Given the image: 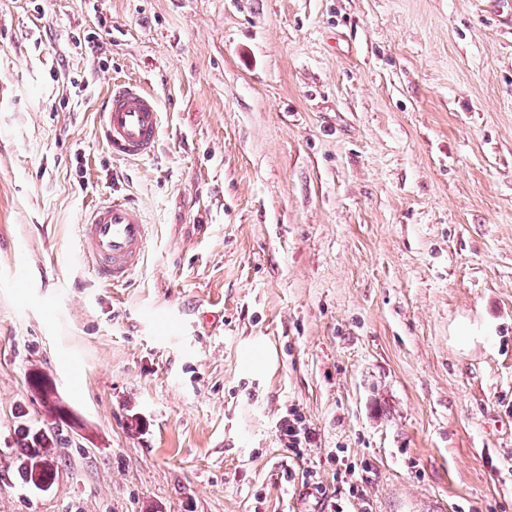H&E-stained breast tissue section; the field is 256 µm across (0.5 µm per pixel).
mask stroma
I'll list each match as a JSON object with an SVG mask.
<instances>
[{
	"label": "stroma",
	"mask_w": 512,
	"mask_h": 512,
	"mask_svg": "<svg viewBox=\"0 0 512 512\" xmlns=\"http://www.w3.org/2000/svg\"><path fill=\"white\" fill-rule=\"evenodd\" d=\"M511 9L0 0V512H512ZM116 82L151 160L99 136ZM115 195L152 230L123 287L78 237ZM33 371L77 420L45 491ZM161 112L156 97L138 85L113 84L100 114V132L113 155L145 159L156 155ZM53 394L49 392L42 396L49 415L53 417L50 427L25 425L23 429L27 444L25 448H21V453L17 457V472L21 485L35 486L37 480L48 487L52 485L53 466L58 450L56 442L60 435L57 433L58 427L60 423H66L57 416L58 403L50 400ZM276 429L280 439L285 440L287 448L293 451L297 448H305L316 438L315 430L307 427L302 417L296 412L280 419Z\"/></svg>",
	"instance_id": "stroma-1"
}]
</instances>
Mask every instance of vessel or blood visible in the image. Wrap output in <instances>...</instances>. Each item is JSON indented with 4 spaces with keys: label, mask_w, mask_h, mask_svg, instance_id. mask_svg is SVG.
Masks as SVG:
<instances>
[{
    "label": "vessel or blood",
    "mask_w": 512,
    "mask_h": 512,
    "mask_svg": "<svg viewBox=\"0 0 512 512\" xmlns=\"http://www.w3.org/2000/svg\"><path fill=\"white\" fill-rule=\"evenodd\" d=\"M161 112L156 97L137 85H113L100 114V132L113 155L126 159L155 156ZM81 250L99 282L118 286L140 265L150 232L141 208L124 199L102 201L83 216Z\"/></svg>",
    "instance_id": "vessel-or-blood-1"
}]
</instances>
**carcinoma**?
<instances>
[{
  "label": "carcinoma",
  "instance_id": "carcinoma-1",
  "mask_svg": "<svg viewBox=\"0 0 512 512\" xmlns=\"http://www.w3.org/2000/svg\"><path fill=\"white\" fill-rule=\"evenodd\" d=\"M52 393L42 396L43 403L53 417L50 426L24 427L26 447L21 449L17 457V472L20 483L33 486L36 481L52 485L53 466L57 454L56 442L59 437V426L62 420L57 416L58 403L51 400Z\"/></svg>",
  "mask_w": 512,
  "mask_h": 512
}]
</instances>
